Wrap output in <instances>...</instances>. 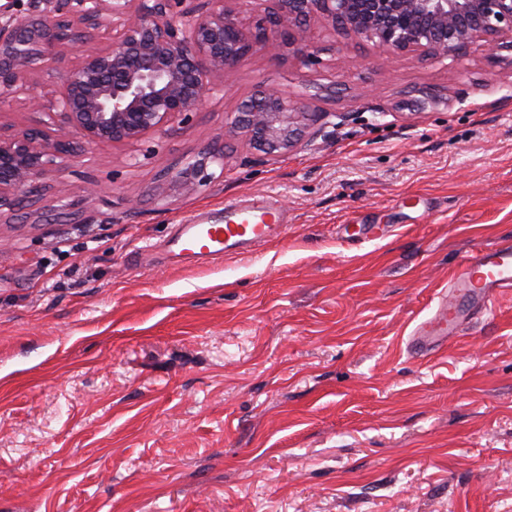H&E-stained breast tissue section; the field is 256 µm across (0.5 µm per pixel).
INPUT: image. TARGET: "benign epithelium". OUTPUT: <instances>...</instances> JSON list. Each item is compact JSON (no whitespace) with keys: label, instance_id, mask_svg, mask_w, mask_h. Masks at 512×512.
<instances>
[{"label":"benign epithelium","instance_id":"benign-epithelium-1","mask_svg":"<svg viewBox=\"0 0 512 512\" xmlns=\"http://www.w3.org/2000/svg\"><path fill=\"white\" fill-rule=\"evenodd\" d=\"M131 0H19L0 4V111L10 106L31 66L60 58L86 30L112 33L104 47L82 53L64 74L56 111L36 127L0 126V206L37 192L34 180L74 158L85 146L133 144L187 123L224 73L263 44L296 47L304 58L315 48L304 24L321 18L344 36L370 42L387 55L417 53L443 60L476 42L512 48V0H274L267 24L250 32L224 0H152L133 11ZM320 114L302 99L257 86L242 101L232 129L263 162L321 132ZM224 154L174 171L192 188L211 178L208 165Z\"/></svg>","mask_w":512,"mask_h":512}]
</instances>
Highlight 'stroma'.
I'll return each instance as SVG.
<instances>
[{"instance_id": "obj_1", "label": "stroma", "mask_w": 512, "mask_h": 512, "mask_svg": "<svg viewBox=\"0 0 512 512\" xmlns=\"http://www.w3.org/2000/svg\"><path fill=\"white\" fill-rule=\"evenodd\" d=\"M307 30L315 59L256 48L190 122L0 208V512H512V292L427 358L405 345L462 253L512 241V53ZM63 70L37 64L0 123L38 124ZM259 84L326 113L310 146L253 161L231 122ZM213 149L209 182L164 177ZM242 194L287 232L168 253Z\"/></svg>"}]
</instances>
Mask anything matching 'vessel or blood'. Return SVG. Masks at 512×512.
<instances>
[{"mask_svg": "<svg viewBox=\"0 0 512 512\" xmlns=\"http://www.w3.org/2000/svg\"><path fill=\"white\" fill-rule=\"evenodd\" d=\"M287 224L288 213L277 198L243 196L225 202L220 222L198 212L188 215L176 225L169 250L178 256L213 260L228 251H252L285 233ZM508 291H512V245L463 253L457 277L432 313L415 326L407 350L416 356L435 353L473 319L488 313L490 297Z\"/></svg>", "mask_w": 512, "mask_h": 512, "instance_id": "b4317fda", "label": "vessel or blood"}]
</instances>
